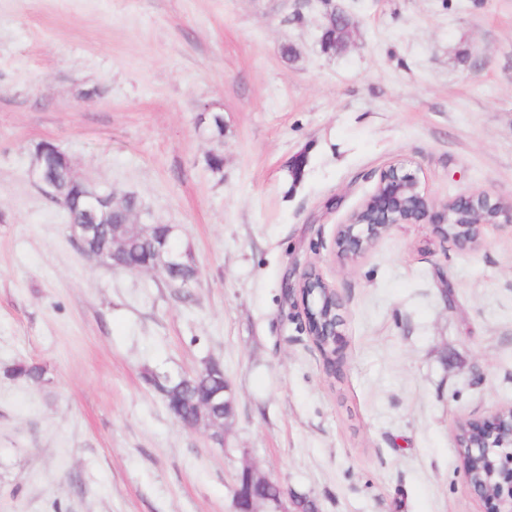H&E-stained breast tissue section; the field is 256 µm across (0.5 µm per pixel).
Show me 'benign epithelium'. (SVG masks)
<instances>
[{"mask_svg": "<svg viewBox=\"0 0 512 512\" xmlns=\"http://www.w3.org/2000/svg\"><path fill=\"white\" fill-rule=\"evenodd\" d=\"M353 27L354 22L344 13L336 14V19L330 22V29L334 30V37L339 41L336 52L346 50ZM30 178L46 197H54L56 172L53 167L42 165L38 158L30 170ZM86 197L84 223L100 224L113 213L121 194L110 188L103 193H88ZM457 201L471 215L467 224L453 223L451 215L454 210L448 207L439 214L434 213L417 177L403 166L391 164L380 172L374 192L341 226L336 238L338 252L345 258H356L396 224L429 223L443 238L461 247L478 243L480 229L485 224L512 226V203L505 204L483 193L461 196ZM143 267L153 272L177 274L181 269L194 267V260L187 251L167 249L162 239ZM311 283L309 271H303L298 277V288L305 310V330L314 337L317 322L312 312L314 291ZM460 434L468 441L465 444L457 443V447L467 448L472 458L487 463L495 479L494 493L487 494L475 483L470 471H465L474 492L490 505L491 512H512V414L506 416L500 411L490 420L466 423L461 427ZM274 489L272 512H289L287 502L292 499L291 493L277 482Z\"/></svg>", "mask_w": 512, "mask_h": 512, "instance_id": "benign-epithelium-1", "label": "benign epithelium"}]
</instances>
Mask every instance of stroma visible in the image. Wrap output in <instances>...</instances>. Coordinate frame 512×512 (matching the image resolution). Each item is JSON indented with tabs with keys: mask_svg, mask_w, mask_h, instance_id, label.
Wrapping results in <instances>:
<instances>
[{
	"mask_svg": "<svg viewBox=\"0 0 512 512\" xmlns=\"http://www.w3.org/2000/svg\"><path fill=\"white\" fill-rule=\"evenodd\" d=\"M42 142L179 225L195 282L82 256L29 177ZM393 163L438 211L512 202V0H0V512H234L245 464L319 512H487L456 436L512 406V227L463 249L398 224L340 257ZM308 266L344 304L332 371L283 294ZM210 359L220 443L145 380ZM9 375L14 378H22L33 384H39L44 381L45 367L33 360L19 359L9 369Z\"/></svg>",
	"mask_w": 512,
	"mask_h": 512,
	"instance_id": "1",
	"label": "stroma"
}]
</instances>
